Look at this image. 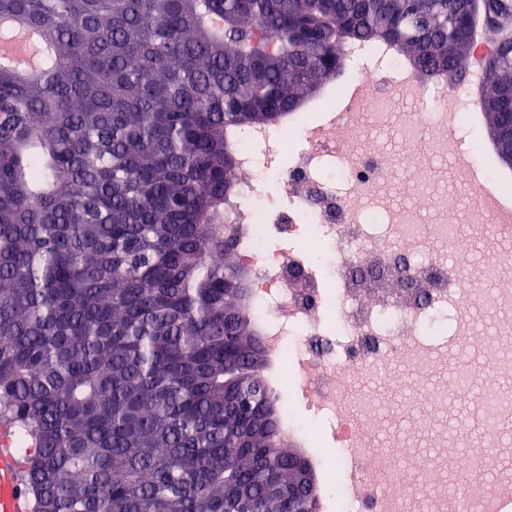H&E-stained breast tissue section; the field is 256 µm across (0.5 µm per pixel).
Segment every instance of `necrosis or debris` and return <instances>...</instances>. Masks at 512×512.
I'll return each mask as SVG.
<instances>
[{
    "mask_svg": "<svg viewBox=\"0 0 512 512\" xmlns=\"http://www.w3.org/2000/svg\"><path fill=\"white\" fill-rule=\"evenodd\" d=\"M343 53L362 67L340 110L295 125L289 137L276 125L236 134V190L224 204V226L250 272L265 349L288 374L278 390L283 429L304 447L334 449L322 460V472L347 512H409L417 498L434 494V486L386 472L385 457L370 450L367 437L369 412L380 401L351 395L339 378L363 376L404 357L412 358L418 375L430 373L436 350L448 342L449 324L464 306L487 296L478 276L466 292L431 288L417 300L398 290L373 297L356 292L353 282L367 255L375 256L374 267L384 276L398 270L422 281L447 271L448 252L460 244L453 200L425 193L397 213L379 196L393 163L354 116L368 112L397 124L407 144L403 164L416 182L428 183L414 148L419 132L435 129L432 150L462 157L458 129L469 118L482 71L470 65L459 86L426 84L386 46L347 44ZM401 92L416 98V111L394 112ZM496 436L487 428V453L455 461L452 512H487L489 498L473 492L471 479L495 464Z\"/></svg>",
    "mask_w": 512,
    "mask_h": 512,
    "instance_id": "necrosis-or-debris-1",
    "label": "necrosis or debris"
}]
</instances>
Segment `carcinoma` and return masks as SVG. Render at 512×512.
Wrapping results in <instances>:
<instances>
[{"label":"carcinoma","instance_id":"1","mask_svg":"<svg viewBox=\"0 0 512 512\" xmlns=\"http://www.w3.org/2000/svg\"><path fill=\"white\" fill-rule=\"evenodd\" d=\"M0 422L33 512H288L292 448L237 246L231 133L277 125L389 44L467 75L469 0H0ZM480 109L512 144V0ZM37 35L34 32L19 33L15 36L10 50L1 55V63L11 66L30 67L35 64L34 57L29 51L31 41H34Z\"/></svg>","mask_w":512,"mask_h":512}]
</instances>
